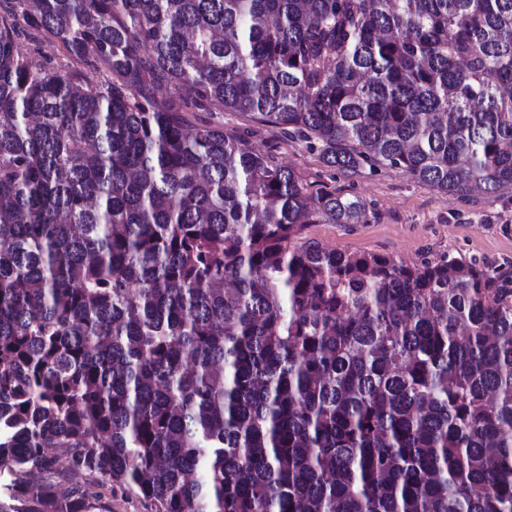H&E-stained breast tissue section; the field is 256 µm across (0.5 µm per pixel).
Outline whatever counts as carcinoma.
Returning a JSON list of instances; mask_svg holds the SVG:
<instances>
[{"label":"carcinoma","instance_id":"obj_1","mask_svg":"<svg viewBox=\"0 0 512 512\" xmlns=\"http://www.w3.org/2000/svg\"><path fill=\"white\" fill-rule=\"evenodd\" d=\"M190 106L489 199L512 0H3L0 512H512V273L324 246L365 202ZM20 47L33 68H57L65 63L56 48H53L46 40L31 41L22 37Z\"/></svg>","mask_w":512,"mask_h":512}]
</instances>
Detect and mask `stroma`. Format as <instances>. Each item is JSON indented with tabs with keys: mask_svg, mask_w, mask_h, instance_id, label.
Returning a JSON list of instances; mask_svg holds the SVG:
<instances>
[{
	"mask_svg": "<svg viewBox=\"0 0 512 512\" xmlns=\"http://www.w3.org/2000/svg\"><path fill=\"white\" fill-rule=\"evenodd\" d=\"M211 122L238 135L249 147L291 168L307 195L338 191L364 200L374 219L368 224H313L309 237L328 248L367 251L407 263L442 254L484 263L512 261V189L472 201L417 182L395 170L355 175L326 167L306 142L228 112Z\"/></svg>",
	"mask_w": 512,
	"mask_h": 512,
	"instance_id": "1",
	"label": "stroma"
}]
</instances>
